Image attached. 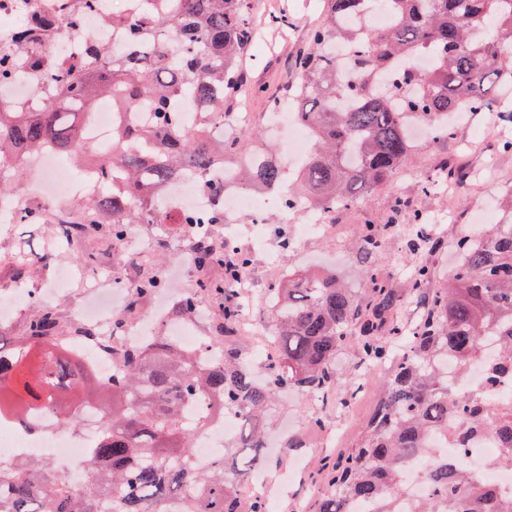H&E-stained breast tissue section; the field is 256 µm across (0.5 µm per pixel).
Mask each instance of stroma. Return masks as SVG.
<instances>
[{
    "mask_svg": "<svg viewBox=\"0 0 512 512\" xmlns=\"http://www.w3.org/2000/svg\"><path fill=\"white\" fill-rule=\"evenodd\" d=\"M321 7L320 0H254L255 16L282 10L288 12L295 23L286 28L259 30L258 40L264 50L244 60V82L227 107L231 120L248 118L258 131L256 147L272 149L283 164L288 158L269 118L285 107V97L297 83L294 61L306 48L308 34L320 16ZM455 123L454 140L416 143L410 161L386 185L375 189L368 199L355 207L338 213L340 234L298 241L297 227L307 223L308 210L293 212L284 218L277 209H269L261 227V239L252 251L255 295L246 300V312L256 319L271 317L266 294L273 280L267 274L266 264L272 259L285 273L307 268L329 270L348 287L365 288L355 238L366 221L389 223L392 203L398 197L426 212L450 207L456 210L455 223L439 225L435 233L441 247L431 259L434 270L431 284L439 286L455 261L457 240L470 231L475 221L496 223L501 217L499 198L503 191L512 188V153L499 151L500 141L512 138V126L485 112L463 114L456 117ZM444 169L454 171V188L422 194L420 188L428 178ZM154 232L160 243L159 258L176 269L174 292L195 286L194 271L182 266L181 257L174 249L175 244L185 240L181 225L158 224ZM285 236L290 239L286 246L281 243ZM410 260L406 239L394 237L388 240L376 266L383 274L391 276L394 288L404 292L410 286ZM388 370L385 364L377 367L372 379L348 396L346 405L337 408L314 409L309 399L299 392L285 393L276 399L271 409L269 438L287 439L289 434L285 427L292 423L296 426L294 433L304 439L305 445L285 455L274 454L267 464L269 472L286 478L272 512H312L316 500L326 489L324 468L356 443L360 427L379 396L381 378ZM316 414L323 418V426L309 425V418Z\"/></svg>",
    "mask_w": 512,
    "mask_h": 512,
    "instance_id": "1",
    "label": "stroma"
}]
</instances>
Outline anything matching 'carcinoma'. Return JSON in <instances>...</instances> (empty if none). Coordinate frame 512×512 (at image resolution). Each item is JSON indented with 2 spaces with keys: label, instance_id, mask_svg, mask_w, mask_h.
<instances>
[{
  "label": "carcinoma",
  "instance_id": "1",
  "mask_svg": "<svg viewBox=\"0 0 512 512\" xmlns=\"http://www.w3.org/2000/svg\"><path fill=\"white\" fill-rule=\"evenodd\" d=\"M78 2L68 10L74 28L99 0ZM324 5L297 62L296 116L313 134L297 190L285 188L272 152L245 151L257 132L222 140L207 133L211 117L224 111L242 83L239 58L253 40L251 0H144L139 16L112 18L124 42L119 53L90 41L68 60L31 54L28 42L54 37L42 23L29 26L13 49L0 50V87L25 74L48 86L33 109L0 105V160L46 149L82 159V120L90 118L88 105L101 98L112 99L120 111L143 108L153 114L149 125L112 130V155L94 161L95 191L77 214L56 215L63 238L78 247L103 231L115 245L129 225L151 213L157 224L184 225L196 266L224 267V281L202 280L181 293L186 314L194 312L202 292L220 301L224 323L211 339L223 345V355L206 365L194 350L158 336L122 352L121 367L104 381L72 348L94 330L64 320L57 306L38 300L30 304L25 335H0V417L23 419L51 409L69 426L87 406L106 409L87 460L88 483L70 485L38 459L0 463V512H268L263 498L244 504L239 493L264 460L267 412L276 394L288 389L342 401L356 384L336 369L337 356L349 347L367 367L387 360L391 367L357 444L327 466L328 488L315 512H352L359 502L372 512H400L406 465L430 456L438 437L464 450L474 435L492 431L506 445L500 463L512 465V419L484 395L470 394L444 376L450 362L462 373L478 363L487 337L500 344L488 387L512 373V206L481 237L457 241V262L438 288L429 287L431 227L421 209L408 212L410 295L423 307L413 322L397 315L399 295L372 265L397 229L392 223L359 229L356 248L369 262L368 288L357 292L334 274L311 273H294L271 286L268 342L274 354L259 382L245 351L223 343L241 316L230 301V284L252 255L199 229L224 223V209L172 218L156 203L172 182L223 164L236 168L241 186L261 188L288 210L307 202L326 215L347 209L409 161L414 145L408 120L428 125L434 142L451 140L449 114L486 112L496 103L495 87L512 85V0ZM372 12L393 23L367 26L363 17ZM342 49L349 51L353 69L346 81L339 76ZM416 53L431 55L430 71L405 64ZM184 112L198 115L193 127L184 123ZM157 288L155 278L143 277L123 313L133 312ZM227 414L239 420L238 436L223 456L196 469L194 440L209 418ZM419 475L425 492L410 512H512V500L474 479L463 456L451 468L428 465Z\"/></svg>",
  "mask_w": 512,
  "mask_h": 512
}]
</instances>
